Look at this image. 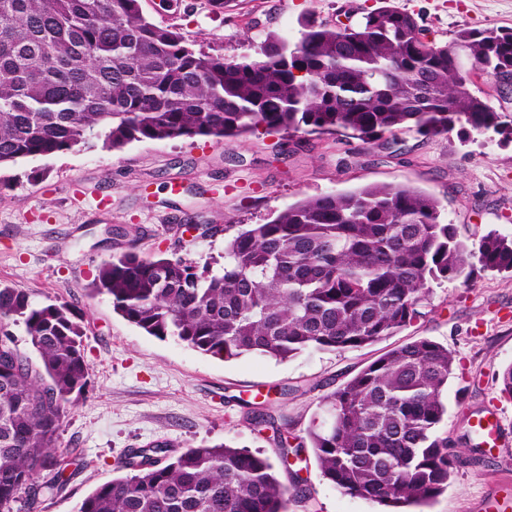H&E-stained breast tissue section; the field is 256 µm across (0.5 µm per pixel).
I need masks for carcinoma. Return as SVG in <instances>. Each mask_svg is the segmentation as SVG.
Returning <instances> with one entry per match:
<instances>
[{
  "mask_svg": "<svg viewBox=\"0 0 512 512\" xmlns=\"http://www.w3.org/2000/svg\"><path fill=\"white\" fill-rule=\"evenodd\" d=\"M512 69V32L463 29L445 44L414 15L379 6L344 26L306 20L295 42L268 32L256 55L190 47L149 21L141 0H0V164L96 139L132 142L350 130L370 142L466 124L500 131L474 76ZM512 271V236L476 246L407 185H370L298 201L224 240V265L129 248L90 284L113 312L157 338L232 360L284 361L306 350L374 344L422 316L429 284ZM22 330L25 339L18 338ZM83 327L65 303L0 286V512L62 490L57 440L85 397ZM25 342L28 348L21 347ZM448 347L422 338L381 355L325 395L295 448H309L344 493L392 508L429 503L455 465L442 430ZM218 444L161 464L130 452L127 474L76 512H287L286 465Z\"/></svg>",
  "mask_w": 512,
  "mask_h": 512,
  "instance_id": "carcinoma-1",
  "label": "carcinoma"
}]
</instances>
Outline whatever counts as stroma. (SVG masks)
Masks as SVG:
<instances>
[{
  "instance_id": "35a3bbf8",
  "label": "stroma",
  "mask_w": 512,
  "mask_h": 512,
  "mask_svg": "<svg viewBox=\"0 0 512 512\" xmlns=\"http://www.w3.org/2000/svg\"><path fill=\"white\" fill-rule=\"evenodd\" d=\"M428 36L450 42L461 29L512 31V0H392ZM378 0H142L160 25L224 56L254 54L267 32L297 40L304 20L359 18ZM478 87L502 111L503 133L455 126L445 134H400V152L341 131L257 132L134 142L121 150L94 140L48 157L0 165V284L32 299L65 302L85 329L89 393L73 409L57 446L67 460L62 493L37 512H76L101 484L122 476L130 449L156 442L171 451L227 444L277 453V431L301 435L321 398L386 351L420 338L448 347L455 374L443 424L456 467L423 512H512V452L484 457L469 426L495 410L512 442V398L498 379L512 364V274L474 269L467 281L433 285L424 314L394 336L354 350H308L286 361L245 355L225 361L150 336L92 295L98 265L135 247L198 264L224 260V228L259 224L305 197L369 184H406L434 196L443 223L476 241L512 235V100L483 77ZM299 494L288 512H382L343 493L316 462L280 472Z\"/></svg>"
}]
</instances>
